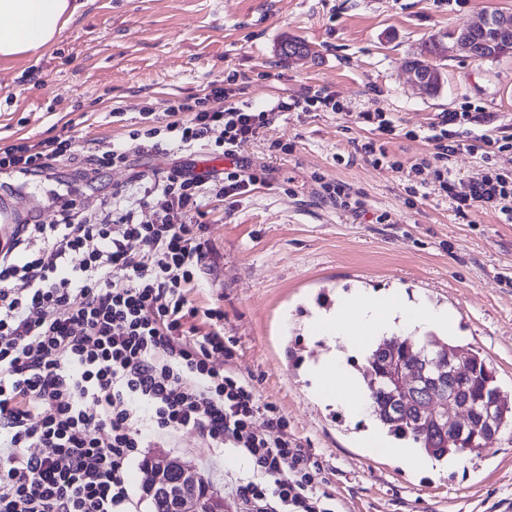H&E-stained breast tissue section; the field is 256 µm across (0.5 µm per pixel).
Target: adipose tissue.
<instances>
[{
  "label": "adipose tissue",
  "mask_w": 512,
  "mask_h": 512,
  "mask_svg": "<svg viewBox=\"0 0 512 512\" xmlns=\"http://www.w3.org/2000/svg\"><path fill=\"white\" fill-rule=\"evenodd\" d=\"M78 9L74 0H0V59L41 53L55 42ZM451 319L447 309L407 300L394 290L338 292L333 306L314 313L307 324L312 339L335 343L305 369L315 397L326 405L343 406L351 420L365 421L361 434L365 447L381 449L402 465H417V449L400 446L376 421L364 420L367 390L350 373L348 360L366 354L371 339L416 330L440 331Z\"/></svg>",
  "instance_id": "adipose-tissue-1"
}]
</instances>
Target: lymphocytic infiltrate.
I'll return each instance as SVG.
<instances>
[{
	"label": "lymphocytic infiltrate",
	"mask_w": 512,
	"mask_h": 512,
	"mask_svg": "<svg viewBox=\"0 0 512 512\" xmlns=\"http://www.w3.org/2000/svg\"><path fill=\"white\" fill-rule=\"evenodd\" d=\"M240 92L212 84L193 102L169 101L161 129L142 113L124 148L98 152L70 125L0 148V174L9 176L59 161L125 165L164 140L181 150L207 146L229 161L211 180L179 166L141 177L137 196L113 192L95 222L74 193L57 195L58 222L20 225L0 254V512H116L130 502L128 465L142 448L188 429L219 448L232 442L250 459L258 478L237 488L249 512H327L309 457L284 435L285 418L259 405L248 382L213 366V355L233 356L223 310L199 309L188 295L210 252L208 199L232 206L265 180L240 158L241 148L279 114L345 106L326 88L256 108L240 102ZM357 119L370 133L359 154L399 169L387 148L397 131L390 113ZM476 120L468 111L443 112L426 132L406 131V139L432 146L410 171L432 168L456 218L485 210L511 224L512 176L489 168L464 179L451 165L464 151L489 162L512 150V126L490 136L473 130ZM143 210L151 223L140 222ZM259 412L266 415L260 432L252 426Z\"/></svg>",
	"instance_id": "f902f5d3"
}]
</instances>
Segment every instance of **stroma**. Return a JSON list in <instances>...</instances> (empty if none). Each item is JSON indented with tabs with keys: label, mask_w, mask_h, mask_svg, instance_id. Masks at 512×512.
Instances as JSON below:
<instances>
[{
	"label": "stroma",
	"mask_w": 512,
	"mask_h": 512,
	"mask_svg": "<svg viewBox=\"0 0 512 512\" xmlns=\"http://www.w3.org/2000/svg\"><path fill=\"white\" fill-rule=\"evenodd\" d=\"M76 18L43 53L0 59V147L55 135L74 125L101 149L123 143L140 112L165 118L171 99L203 96L236 76L242 101L328 88L350 111L288 112L262 139L245 145L250 167L266 183L235 207L212 199L203 285L194 306L224 310V341L235 356L218 367L250 382L260 404L274 405L288 439L315 467L313 485L334 512H512V432L481 456L429 476L361 447L359 428L342 407L321 404L303 363L328 350L305 326L331 307L337 291L397 288L453 311L452 345L475 351L512 400V223L479 212L458 222L434 184L409 204L404 173L376 168L355 147L367 133L364 111L391 113L398 127L423 131L439 113H485L476 130L512 124V55L441 61L443 84L429 94L410 81L407 60L434 34L476 21L479 12H512V0H83ZM305 41L302 59L282 60V39ZM291 144L290 152L270 148ZM173 152L135 154L130 167L77 169L61 163L0 189V204L21 223L37 213L57 220L56 194L77 191L87 218L135 173L170 167ZM344 185L346 204L321 201V183ZM384 223H377V216ZM166 453L194 467L224 500L244 512L236 489L253 480L248 458L232 443L215 448L197 431L154 438L128 468L133 512H151L142 464Z\"/></svg>",
	"instance_id": "obj_1"
}]
</instances>
